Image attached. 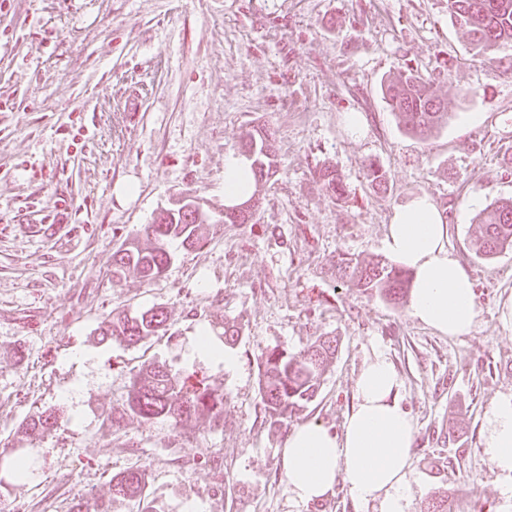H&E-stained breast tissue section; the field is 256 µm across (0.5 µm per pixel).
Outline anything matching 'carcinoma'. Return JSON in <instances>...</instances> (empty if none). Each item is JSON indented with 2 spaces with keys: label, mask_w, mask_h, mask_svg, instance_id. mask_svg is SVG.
Here are the masks:
<instances>
[{
  "label": "carcinoma",
  "mask_w": 512,
  "mask_h": 512,
  "mask_svg": "<svg viewBox=\"0 0 512 512\" xmlns=\"http://www.w3.org/2000/svg\"><path fill=\"white\" fill-rule=\"evenodd\" d=\"M448 14L452 24L470 40L475 54L492 62H502L498 51L512 46V0H448ZM381 91L391 111L400 114L404 128L414 135L432 134L449 116L447 107L433 95L428 82L411 71L384 80ZM240 149L254 154L255 182L273 173L276 150L268 131L255 128L248 132ZM320 178L334 195H342L343 185L336 171L322 169ZM215 223L214 218H202L190 210L176 216L174 222L150 224L147 226L150 244L142 247L131 243L116 251L112 273L129 271L152 282L160 278L171 263V241L179 240L184 247L201 248L207 239L208 225ZM476 223L481 225V233L475 239L477 255L493 258L512 248L511 200L489 204L476 215ZM338 274L358 288L378 290L391 300L404 298L409 285L404 270L383 260L367 264L343 260ZM164 327L162 310L151 308L136 314L109 316L100 330L103 337L135 346ZM336 347V337L319 336L298 354L277 347L264 352L261 396L270 414L271 426H282L316 396L322 374L335 356ZM129 413L146 423L166 422L185 435L200 424L217 429L224 415V390L211 386L194 372L173 374L164 365L152 363L135 377L125 403L112 408L108 419L111 424H118ZM64 414L65 407L60 404L49 407L37 419L22 421L20 433L26 438H39L51 431ZM112 496L137 498L142 503L141 512H156L147 493L144 466L112 480Z\"/></svg>",
  "instance_id": "1"
}]
</instances>
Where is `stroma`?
I'll list each match as a JSON object with an SVG mask.
<instances>
[{"mask_svg":"<svg viewBox=\"0 0 512 512\" xmlns=\"http://www.w3.org/2000/svg\"><path fill=\"white\" fill-rule=\"evenodd\" d=\"M431 80L447 123L407 134L380 83L400 67ZM139 93L138 111L123 101ZM359 112L352 137L342 116ZM262 126L277 168L247 224H216L204 247H175L164 276L112 274V254L144 240L157 209L184 192L224 209V159ZM512 72L474 56L450 24L448 0H11L0 11V501L48 491V512H137L110 478L146 466L163 512H376L344 479L298 506L282 451L298 426L338 434L356 379L374 351L395 365L415 422L414 488L451 512H512L504 480L481 452L484 415L512 393V250L476 255L475 215L512 199ZM386 173L378 190L368 162ZM336 169L343 197L328 192ZM429 194L449 216L448 248L475 283L473 331L449 337L390 301L336 276L341 259L385 257L396 208ZM40 225L28 234L24 225ZM164 311L167 325L135 347L100 341L114 312ZM234 370L189 360L199 328L223 340ZM338 341L320 389L272 429L260 391L263 351L299 353ZM159 362L224 390L218 429L191 439L132 414L104 421L134 376ZM66 416L44 439L19 443L26 418L58 402ZM34 460L30 476L16 458Z\"/></svg>","mask_w":512,"mask_h":512,"instance_id":"1","label":"stroma"}]
</instances>
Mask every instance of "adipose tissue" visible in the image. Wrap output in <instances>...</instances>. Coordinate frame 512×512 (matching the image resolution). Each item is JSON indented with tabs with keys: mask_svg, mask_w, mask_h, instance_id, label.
I'll list each match as a JSON object with an SVG mask.
<instances>
[{
	"mask_svg": "<svg viewBox=\"0 0 512 512\" xmlns=\"http://www.w3.org/2000/svg\"><path fill=\"white\" fill-rule=\"evenodd\" d=\"M255 189L251 163L231 153L224 160V202L232 206ZM386 253L411 275L409 313L444 336H466L475 326L474 283L448 249V220L426 194L398 207L386 229ZM401 380L384 352H374L355 384V404L341 434L318 424L295 428L282 452L288 491L305 507L344 477L359 504L378 512H405L412 493L415 423L400 402ZM482 453L512 495V393L485 412Z\"/></svg>",
	"mask_w": 512,
	"mask_h": 512,
	"instance_id": "obj_1",
	"label": "adipose tissue"
}]
</instances>
